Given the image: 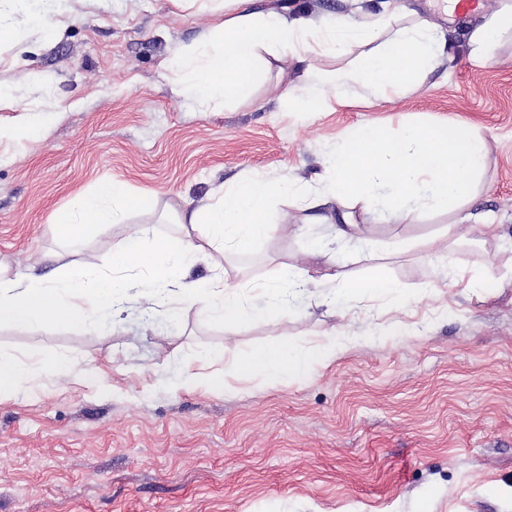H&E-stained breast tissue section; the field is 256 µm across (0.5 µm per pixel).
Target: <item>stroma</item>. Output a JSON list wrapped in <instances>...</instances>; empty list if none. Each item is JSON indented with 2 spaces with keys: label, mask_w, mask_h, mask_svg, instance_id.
I'll use <instances>...</instances> for the list:
<instances>
[{
  "label": "stroma",
  "mask_w": 512,
  "mask_h": 512,
  "mask_svg": "<svg viewBox=\"0 0 512 512\" xmlns=\"http://www.w3.org/2000/svg\"><path fill=\"white\" fill-rule=\"evenodd\" d=\"M505 0L458 14L454 0H407L439 26L452 59L393 103L353 87L337 105L324 72L354 54L269 61L251 99L179 95L172 60L215 23V0H0L13 33L0 41V262L21 277L55 260L106 265L112 247L167 206L192 209L247 177H328L354 128L386 135L455 122L480 131L489 158L472 215L495 236L461 249L462 288L416 242L451 222L427 207L407 220L348 198L312 209L274 200L278 234L253 251L219 249L191 279L223 268L241 298L248 280L277 283L295 266L317 283L290 314L232 329L200 308L170 316L138 292L139 315L86 326L0 331V357L70 358L0 398V512H512V32L491 62L470 58L472 31ZM254 12L320 18L344 0H248ZM315 111H304L307 102ZM114 180L148 206L75 247L55 213ZM354 225L352 237L335 227ZM386 265L418 295L399 310L383 296L340 301L336 267ZM345 343L329 364L288 383L187 390L185 364L223 375L224 358L285 342Z\"/></svg>",
  "instance_id": "obj_1"
}]
</instances>
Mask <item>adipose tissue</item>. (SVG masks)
<instances>
[{"label":"adipose tissue","instance_id":"ef3b65f1","mask_svg":"<svg viewBox=\"0 0 512 512\" xmlns=\"http://www.w3.org/2000/svg\"><path fill=\"white\" fill-rule=\"evenodd\" d=\"M234 2L235 12L225 14L208 39L175 60L180 94L202 102L248 100L263 56L300 59L322 52L336 57L361 46L365 52L357 63L326 75L336 89V101L345 103L350 88L357 85L387 102L398 91H416L419 76L440 66L446 47L440 28L422 22L388 37L384 22L377 18L360 23L344 14L291 19L276 12L256 15L245 10L246 0ZM487 159L485 138L452 124L411 127L394 138L374 125L360 126L337 148L330 160L332 174L325 182L240 180L191 212L170 208L167 221L178 226L177 234L162 236L154 226H141L135 236L113 248L107 265H63L47 282L10 276L0 266V328L87 325L99 316L122 312L134 271L147 273L156 306L173 303L187 310L199 305L225 326L247 327L270 314L287 313L294 298L304 293L306 278L283 268L282 287L271 289L268 308L256 309L241 303L236 287L225 281L223 273L190 281L185 270L205 256L207 248L246 252L272 239L279 230L271 212L273 198L286 197L311 208L330 198L364 197L399 220L424 206L456 213L474 195ZM144 206V198L130 194L124 185L105 182L74 207L58 211L55 222L71 242L81 244ZM342 290L350 301L384 295L401 307L413 302L408 290L382 266L364 278L344 280ZM339 348L333 338L313 350L288 342L236 354L225 363L232 379L292 381L308 373L313 364L333 361ZM67 363L61 355L47 362H0V396L16 393L29 379L44 374L47 366L59 370Z\"/></svg>","mask_w":512,"mask_h":512}]
</instances>
